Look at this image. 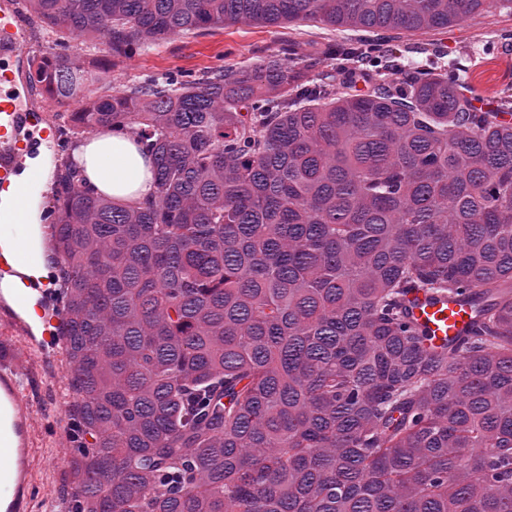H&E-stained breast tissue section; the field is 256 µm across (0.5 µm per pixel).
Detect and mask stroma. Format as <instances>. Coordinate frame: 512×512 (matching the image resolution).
<instances>
[{"label":"stroma","mask_w":512,"mask_h":512,"mask_svg":"<svg viewBox=\"0 0 512 512\" xmlns=\"http://www.w3.org/2000/svg\"><path fill=\"white\" fill-rule=\"evenodd\" d=\"M327 30L304 23L296 27L228 24L205 34H186L161 41L151 49L133 48L113 58L105 44L68 39L70 51L82 55L90 64L115 60L122 78L113 82L121 90L125 81H138L169 72L199 76L219 65H249L267 54L281 51L289 41L308 43L327 41ZM436 42L448 55H455L478 40L488 47L477 54L466 70L467 81L477 94V104L492 106L504 91H512V18L498 10L471 15L437 33ZM68 360L59 356L48 363L36 358L27 368L32 386L36 478L29 512H69L71 508L70 462L80 438L75 421L65 407Z\"/></svg>","instance_id":"stroma-1"}]
</instances>
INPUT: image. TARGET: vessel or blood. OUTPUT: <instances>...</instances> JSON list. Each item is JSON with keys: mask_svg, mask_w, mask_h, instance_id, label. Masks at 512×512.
<instances>
[{"mask_svg": "<svg viewBox=\"0 0 512 512\" xmlns=\"http://www.w3.org/2000/svg\"><path fill=\"white\" fill-rule=\"evenodd\" d=\"M27 34L10 8L0 9V186L10 182L18 158L32 146L31 129H38L42 145L50 131L42 112L32 108L27 85L19 73V59ZM434 342L454 336L468 321V310L422 305L415 309ZM11 331L33 347L42 346L30 324L13 308H0ZM26 356L0 344V512H26L32 482V401L24 386Z\"/></svg>", "mask_w": 512, "mask_h": 512, "instance_id": "vessel-or-blood-1", "label": "vessel or blood"}]
</instances>
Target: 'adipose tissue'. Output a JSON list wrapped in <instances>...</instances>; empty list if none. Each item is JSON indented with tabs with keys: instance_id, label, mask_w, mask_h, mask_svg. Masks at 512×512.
Masks as SVG:
<instances>
[{
	"instance_id": "ef3b65f1",
	"label": "adipose tissue",
	"mask_w": 512,
	"mask_h": 512,
	"mask_svg": "<svg viewBox=\"0 0 512 512\" xmlns=\"http://www.w3.org/2000/svg\"><path fill=\"white\" fill-rule=\"evenodd\" d=\"M72 160L84 186L94 194L118 203L135 205L154 188L152 164L133 133H97L79 141ZM38 161L0 190V257L14 265L20 278L9 281L11 300L31 322H38L36 284L52 275V260L42 244L40 213L36 202L42 188L35 174Z\"/></svg>"
}]
</instances>
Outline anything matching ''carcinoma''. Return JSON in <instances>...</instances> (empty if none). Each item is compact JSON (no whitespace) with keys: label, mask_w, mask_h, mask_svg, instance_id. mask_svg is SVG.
Here are the masks:
<instances>
[{"label":"carcinoma","mask_w":512,"mask_h":512,"mask_svg":"<svg viewBox=\"0 0 512 512\" xmlns=\"http://www.w3.org/2000/svg\"><path fill=\"white\" fill-rule=\"evenodd\" d=\"M23 2L116 56L226 23L336 33L115 93L36 58L73 127L153 157L135 206L53 175L72 512H512V95L475 106L476 43L390 44L512 0ZM451 302L469 322L436 346L414 309Z\"/></svg>","instance_id":"obj_1"}]
</instances>
